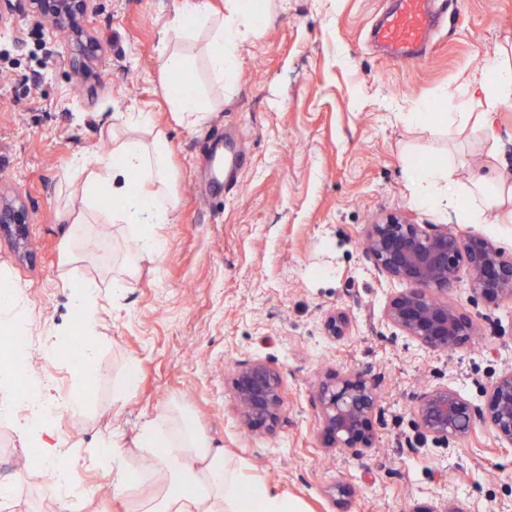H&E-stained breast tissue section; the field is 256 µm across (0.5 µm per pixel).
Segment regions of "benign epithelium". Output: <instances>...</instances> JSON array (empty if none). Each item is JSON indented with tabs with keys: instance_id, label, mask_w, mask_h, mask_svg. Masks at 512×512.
<instances>
[{
	"instance_id": "benign-epithelium-1",
	"label": "benign epithelium",
	"mask_w": 512,
	"mask_h": 512,
	"mask_svg": "<svg viewBox=\"0 0 512 512\" xmlns=\"http://www.w3.org/2000/svg\"><path fill=\"white\" fill-rule=\"evenodd\" d=\"M34 15L51 20L58 30L76 37L82 55L99 50L97 41L79 26L93 12L97 0H25ZM28 212L21 198L0 196V230L23 234ZM365 254L381 273L412 288L394 296L385 317L420 345L441 352H457L478 332L471 314L441 299L466 273L475 298L486 304L512 298V251L474 233L446 225L412 224L396 217L368 225ZM345 315L331 314L325 328L329 336L344 335ZM231 387L243 426L271 432L283 406L282 378L262 360L242 363L231 377ZM378 382L362 373L320 382L322 436L331 448L357 450L372 446L369 428L378 410ZM421 439L454 442L464 437L474 420L487 424L499 439L512 445V370L502 373L474 406L448 388L421 393L413 409Z\"/></svg>"
}]
</instances>
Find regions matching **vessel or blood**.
<instances>
[{
	"label": "vessel or blood",
	"instance_id": "b4317fda",
	"mask_svg": "<svg viewBox=\"0 0 512 512\" xmlns=\"http://www.w3.org/2000/svg\"><path fill=\"white\" fill-rule=\"evenodd\" d=\"M435 26L431 0H399V5L375 28L373 37L395 60L413 56L429 44Z\"/></svg>",
	"mask_w": 512,
	"mask_h": 512
}]
</instances>
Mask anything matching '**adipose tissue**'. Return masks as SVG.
Instances as JSON below:
<instances>
[{
    "instance_id": "1",
    "label": "adipose tissue",
    "mask_w": 512,
    "mask_h": 512,
    "mask_svg": "<svg viewBox=\"0 0 512 512\" xmlns=\"http://www.w3.org/2000/svg\"><path fill=\"white\" fill-rule=\"evenodd\" d=\"M226 2V14L216 19L205 0H183L163 30L160 67L172 90L169 102L188 127L206 121L210 108L196 83L187 79L188 63L174 48V39L193 23L209 28L204 54L212 76L223 79L239 65L238 47L246 37L257 35L254 19L268 6V0ZM491 67L496 82L474 77L469 92L470 97L478 98L482 112L474 116L461 111L453 119H440L437 132L451 127L463 132L475 118L485 139H494L495 112L512 108V50L502 49ZM120 130L108 156L92 162L83 158L77 161L78 169L88 171L89 176L80 192L81 204L70 214L64 243L67 255L75 254L93 222L148 226L175 221L177 205L169 190L166 131L157 128L143 112L121 115ZM453 169L450 163L413 167V204L421 208L454 206L457 186ZM467 192L473 203L460 218L468 224L491 223L505 204H512V180L506 178L474 180ZM98 454L112 462L114 496L132 494L140 484L158 476L166 480L165 490L140 501L138 512H298L288 498L268 486L248 489L243 474L223 449L211 447L209 439L184 413L159 411L143 423L133 448L123 452L106 444Z\"/></svg>"
}]
</instances>
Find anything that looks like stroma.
I'll return each mask as SVG.
<instances>
[{
	"mask_svg": "<svg viewBox=\"0 0 512 512\" xmlns=\"http://www.w3.org/2000/svg\"><path fill=\"white\" fill-rule=\"evenodd\" d=\"M272 2L224 83L209 77L205 29L179 39L188 76L213 108L193 128L176 122L159 69L161 31L181 0H98L84 27L101 49L81 72L68 35L28 13L0 25V194L22 197L28 211L24 238H0V278L21 291L30 383L53 352L52 394L87 393L82 411L55 423L56 453L130 448L141 424L167 408L189 413L248 482L276 488L302 512H512V446L478 421L450 444L422 442L413 421L425 389L447 386L478 405L512 370V299L484 304L460 279L447 301L470 311L478 333L467 349L428 350L384 317L407 283L363 252L368 224L389 214L461 227L468 195L448 212L412 205L408 169L417 162L461 157V187L478 174L512 177V109L496 112L492 141L473 126L452 137L428 131L439 113L456 111L474 73L495 81L488 64L512 42V0H435L429 50L399 63L368 40L394 0ZM423 101L425 125L404 121ZM125 112L151 113L166 131L178 208L174 223L153 228L163 252L132 271L125 262L141 229L90 225L89 239L111 240L113 261L104 266L83 247L76 263L99 284V369L87 383L58 353L80 333L63 279L82 182L75 160L100 155L107 123ZM223 135L240 155L229 190L209 175L211 139ZM338 311L348 329L334 339L324 323ZM256 359L282 378V416L270 433L242 428L228 380ZM352 372L375 378L381 396L373 446L357 453L323 442L317 396L328 375ZM38 453L18 419H0V484L16 486L0 512H134L133 499L113 496L108 461L80 468L89 488L51 494L50 462H30Z\"/></svg>",
	"mask_w": 512,
	"mask_h": 512,
	"instance_id": "1",
	"label": "stroma"
}]
</instances>
